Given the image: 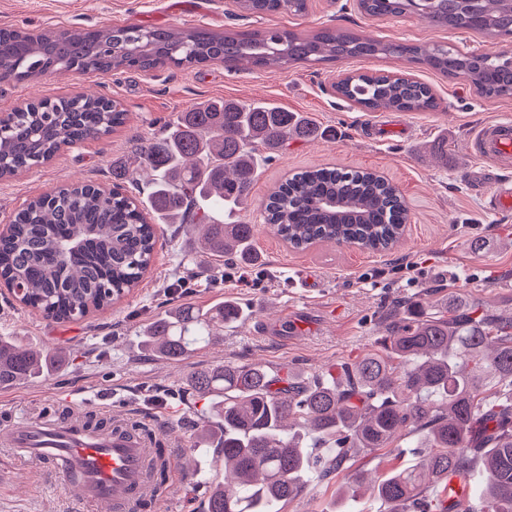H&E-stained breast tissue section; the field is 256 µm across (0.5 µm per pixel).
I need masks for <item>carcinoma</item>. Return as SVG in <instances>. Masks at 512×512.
Listing matches in <instances>:
<instances>
[{
	"instance_id": "obj_1",
	"label": "carcinoma",
	"mask_w": 512,
	"mask_h": 512,
	"mask_svg": "<svg viewBox=\"0 0 512 512\" xmlns=\"http://www.w3.org/2000/svg\"><path fill=\"white\" fill-rule=\"evenodd\" d=\"M247 14L307 12L308 0H238ZM369 17L417 13L439 28L469 30L512 42V0H358ZM403 58L461 78L488 99L512 96V52L494 56L443 46L383 42L336 27L310 34L202 28L103 26L74 35L0 30V71L18 81L46 71L107 74L160 65H228L248 61L270 70L350 58ZM336 94L366 112L438 109L431 88L404 76L351 74ZM126 112L102 96L43 99L0 121V180L50 162L62 146L110 134ZM315 127L265 101L209 104L180 112L142 137L135 168L110 188L76 184L40 195L0 233V279L23 285V304L56 320L103 311L130 294L150 267L158 225L189 232L203 225L202 249L254 265L255 225L224 222L245 209L260 165L252 145L277 148ZM152 173L146 199L128 194ZM266 223L295 249L345 242L390 250L408 214L398 189L367 170L314 168L274 188ZM239 309L220 302L156 318L144 331L148 349L174 361L220 337ZM45 355L0 337V387L39 378ZM186 390L213 401L223 432L224 468L233 480L216 487L207 512H270L303 494L310 476L342 475L350 462L398 438L424 434L423 459L380 481L355 472L347 490H371L390 512H512V313L450 299L433 311L410 302L392 313L380 346L334 374L306 379L259 364L194 371ZM468 503L442 497L451 476L470 481Z\"/></svg>"
}]
</instances>
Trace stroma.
<instances>
[{"instance_id": "obj_1", "label": "stroma", "mask_w": 512, "mask_h": 512, "mask_svg": "<svg viewBox=\"0 0 512 512\" xmlns=\"http://www.w3.org/2000/svg\"><path fill=\"white\" fill-rule=\"evenodd\" d=\"M305 15H252L234 0H0V28L37 33L45 29L83 32L104 25L203 27L248 33L275 28L310 33L340 26L389 42L452 45L461 52L488 53L506 45L480 34L431 26L417 16L369 18L357 0H309ZM408 72L428 84L440 107L434 112L360 111L340 99V74ZM95 94L119 101L126 122L109 136L62 147L50 163L0 181V228L30 199L56 188L93 183L111 186L115 172L130 165L139 137L159 131L176 113L218 100L263 99L312 121L316 137L289 140L271 149L255 182L247 218L256 226L258 269L264 287L225 282L227 259L201 250L195 233L164 225L152 264L139 288L112 309L59 323L0 292V336L55 356L59 364L44 378L0 389V425L57 412L61 391L105 393L110 414L133 421L155 418L173 434L185 472L201 484L180 497V512H203L211 488L224 479L215 449L196 450L188 436L204 400L182 391L194 370L223 364L284 367L311 376L375 349L392 306L423 302L427 309L451 296L512 311V211L488 205L490 185L480 183L467 145L483 121L512 115V97L486 99L464 81L422 64L397 58H355L335 64H301L271 72L247 63L135 69L106 75L60 72L33 81L0 79V115L32 100ZM316 166L369 170L383 175L401 193L409 211L402 239L389 252L318 243L292 248L265 224L262 205L270 191L293 173ZM481 240L482 249L471 248ZM417 265L416 282L380 277L396 264ZM193 283L188 296L170 295L179 279ZM236 301L244 321L225 327L223 341L202 346L189 358L172 361L143 350L139 333L156 317L190 307ZM420 459L415 448H384L355 459L354 469L376 476L408 468ZM0 467L11 480L0 492V512H83L77 489L60 477H32L31 464L0 447ZM281 512H384L370 492L346 493L342 480L312 481Z\"/></svg>"}]
</instances>
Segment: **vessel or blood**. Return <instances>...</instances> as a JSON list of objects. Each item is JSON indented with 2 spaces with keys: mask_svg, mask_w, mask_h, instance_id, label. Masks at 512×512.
Masks as SVG:
<instances>
[{
  "mask_svg": "<svg viewBox=\"0 0 512 512\" xmlns=\"http://www.w3.org/2000/svg\"><path fill=\"white\" fill-rule=\"evenodd\" d=\"M470 153L500 168L512 165V119L482 123ZM85 411L71 403L63 417L44 415L20 428L1 427L0 446L19 459L49 464L65 484L78 487L84 503H108L110 512H142L143 504L160 494L148 436L154 423L135 428L116 419L94 427L84 422Z\"/></svg>",
  "mask_w": 512,
  "mask_h": 512,
  "instance_id": "1",
  "label": "vessel or blood"
}]
</instances>
